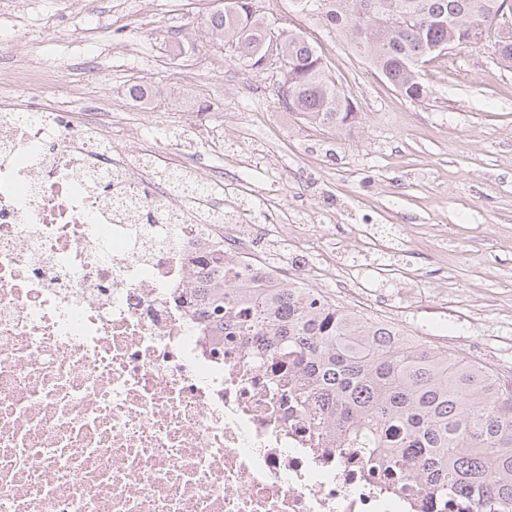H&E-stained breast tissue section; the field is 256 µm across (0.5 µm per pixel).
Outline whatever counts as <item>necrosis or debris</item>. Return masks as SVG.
Returning a JSON list of instances; mask_svg holds the SVG:
<instances>
[{"label": "necrosis or debris", "instance_id": "necrosis-or-debris-1", "mask_svg": "<svg viewBox=\"0 0 512 512\" xmlns=\"http://www.w3.org/2000/svg\"><path fill=\"white\" fill-rule=\"evenodd\" d=\"M108 95L64 110L0 81V512H472L327 437L283 371L216 352L183 290L274 230L228 224L112 143Z\"/></svg>", "mask_w": 512, "mask_h": 512}]
</instances>
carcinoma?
<instances>
[{
  "label": "carcinoma",
  "instance_id": "1",
  "mask_svg": "<svg viewBox=\"0 0 512 512\" xmlns=\"http://www.w3.org/2000/svg\"><path fill=\"white\" fill-rule=\"evenodd\" d=\"M337 29L348 44L405 96L417 91L419 65L434 47L467 45L469 25L499 0H292ZM412 14L401 28L395 17ZM212 33L234 47L248 67L264 64L275 45L288 92L282 104L330 131L357 118L309 37L271 34L254 0H224L206 19ZM495 53L512 68V27H503ZM189 301L217 349L224 337L248 346L256 365L274 361L298 377L289 394L300 406L316 403L325 429L374 462H414L430 494L473 495L474 512L512 503V383L459 353L404 335L301 285L284 288L224 262L191 284Z\"/></svg>",
  "mask_w": 512,
  "mask_h": 512
}]
</instances>
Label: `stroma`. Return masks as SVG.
Wrapping results in <instances>:
<instances>
[{"instance_id": "1", "label": "stroma", "mask_w": 512, "mask_h": 512, "mask_svg": "<svg viewBox=\"0 0 512 512\" xmlns=\"http://www.w3.org/2000/svg\"><path fill=\"white\" fill-rule=\"evenodd\" d=\"M255 4L273 31L300 30L314 41L359 112L352 125L324 130L283 108L278 61L248 67L207 28L219 0H80L70 15L40 0L69 44L26 25L7 52L18 59L35 50L51 70L34 96L76 110L109 93L113 111L129 113L162 160L203 175L223 168L255 223L317 224L296 259L305 287L332 295L334 283L313 270L336 238V264L362 276L364 293L350 309L409 336L473 332L512 376V68L493 53L496 30L425 62L426 94L414 100L316 15L290 0ZM105 15L111 27L77 49ZM182 41L188 53L172 54ZM147 82L162 94L144 107L126 90ZM201 108L223 114V143L214 149L200 139L171 152L151 113L189 122Z\"/></svg>"}]
</instances>
